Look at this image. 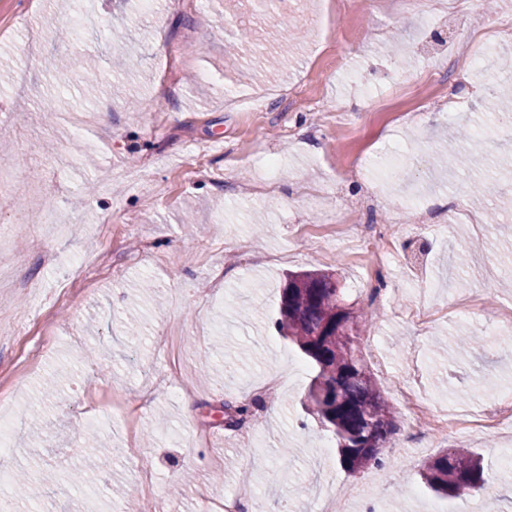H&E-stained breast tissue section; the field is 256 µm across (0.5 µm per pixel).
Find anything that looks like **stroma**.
I'll use <instances>...</instances> for the list:
<instances>
[{"instance_id": "35a3bbf8", "label": "stroma", "mask_w": 512, "mask_h": 512, "mask_svg": "<svg viewBox=\"0 0 512 512\" xmlns=\"http://www.w3.org/2000/svg\"><path fill=\"white\" fill-rule=\"evenodd\" d=\"M65 0H0V165L30 192L0 193V410L40 412L0 452V471L26 468L42 512H199L202 497H260L266 512H315L321 487H355L327 512H429L418 482L429 458L459 446L478 454L487 494L471 512H512V424L401 446L410 420L403 392L450 413H487L512 398V350L489 338L512 305V134L447 143L454 128L489 123L490 76L453 65L457 41L489 37L493 59L512 55V0H402L374 9L343 0H295L302 33L280 50L256 0H79L95 19L81 38L42 23ZM249 18L248 41L237 18ZM84 57L57 89L43 58ZM302 86L291 103L274 92ZM59 93L46 125L43 97ZM110 102L101 118L102 102ZM222 139V150L208 141ZM401 154L400 177L384 163ZM468 155L466 169L452 166ZM278 162L269 171L268 159ZM483 181V206L469 187ZM73 231L42 238L29 221L47 204ZM438 208V228L405 235L381 254L355 249L348 224H393L412 207ZM56 258L42 261L43 251ZM335 274L348 303L376 311L359 347L393 406L399 429L385 467L345 474L321 456L330 434L308 411L313 370L276 321L286 275ZM157 285L140 295L141 276ZM40 284L30 295L28 281ZM136 314L142 337L123 325ZM484 349L455 354L467 336ZM69 376L63 399L42 401L49 375ZM250 428L230 427L225 402L253 404ZM112 448L111 469L66 478L89 449L88 429Z\"/></svg>"}]
</instances>
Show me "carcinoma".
I'll return each instance as SVG.
<instances>
[{"mask_svg": "<svg viewBox=\"0 0 512 512\" xmlns=\"http://www.w3.org/2000/svg\"><path fill=\"white\" fill-rule=\"evenodd\" d=\"M279 311L280 335L315 367L307 400L336 439L341 469L355 476L379 463L380 449L398 425L356 345L359 327L369 322L367 313L343 303L333 275L316 271L288 275ZM224 410L226 424L234 426L250 407L226 402ZM419 478L440 498H468L485 489L481 460L467 448H450L426 461Z\"/></svg>", "mask_w": 512, "mask_h": 512, "instance_id": "obj_1", "label": "carcinoma"}]
</instances>
